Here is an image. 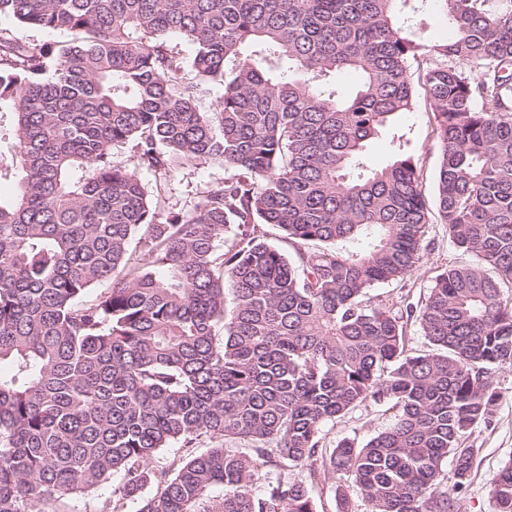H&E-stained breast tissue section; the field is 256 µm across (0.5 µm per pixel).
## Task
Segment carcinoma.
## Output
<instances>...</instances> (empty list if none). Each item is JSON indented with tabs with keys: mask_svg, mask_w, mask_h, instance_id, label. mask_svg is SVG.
Segmentation results:
<instances>
[{
	"mask_svg": "<svg viewBox=\"0 0 512 512\" xmlns=\"http://www.w3.org/2000/svg\"><path fill=\"white\" fill-rule=\"evenodd\" d=\"M407 2L0 0V17L65 35L34 44L0 26V181L16 184L0 197V512H69L115 476L98 512H317L322 478L336 512L358 497L458 512L466 440L512 366V0H434L444 44L398 22ZM420 57L438 213L478 263L393 311L365 295L418 267L428 210L411 156L364 159L410 111ZM341 73L358 76L347 95L330 83ZM118 146L154 184L112 159ZM180 161L227 176L163 221ZM261 224L297 246L303 274ZM413 319L431 346L416 355ZM368 401L397 414L327 447L324 425ZM203 434L207 451L155 468ZM491 488L512 512V464Z\"/></svg>",
	"mask_w": 512,
	"mask_h": 512,
	"instance_id": "1",
	"label": "carcinoma"
}]
</instances>
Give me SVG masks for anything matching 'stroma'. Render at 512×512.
I'll use <instances>...</instances> for the list:
<instances>
[{
	"label": "stroma",
	"mask_w": 512,
	"mask_h": 512,
	"mask_svg": "<svg viewBox=\"0 0 512 512\" xmlns=\"http://www.w3.org/2000/svg\"><path fill=\"white\" fill-rule=\"evenodd\" d=\"M413 102L410 111L402 113L396 125L402 136L392 143L390 136L375 140L367 153L366 163L377 168L385 165L395 149H403L416 161L418 190L427 206L430 222L427 226L422 259L418 268L403 281L381 283L369 291L373 304L397 307L401 301L422 304L439 274L448 266L471 264L475 258L454 247L448 231L441 223L436 206V175L441 160V147L436 137V121L430 105L428 90L420 69H412ZM224 168L208 163H183L171 173L163 198V213L172 217L185 213L197 200L206 185L223 181ZM500 393L497 410L490 427L474 429L469 444L477 447L470 484L459 494L460 512H494L490 480L505 464L512 461V366L501 368L494 379ZM391 419L384 406L369 403L359 406L346 417L326 426L327 446L350 438L367 441L382 431Z\"/></svg>",
	"instance_id": "obj_1"
}]
</instances>
